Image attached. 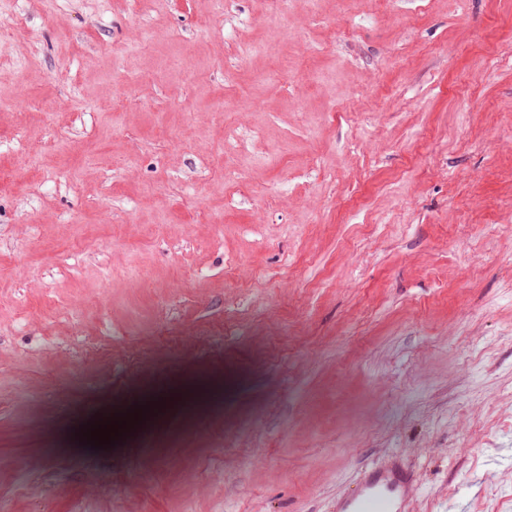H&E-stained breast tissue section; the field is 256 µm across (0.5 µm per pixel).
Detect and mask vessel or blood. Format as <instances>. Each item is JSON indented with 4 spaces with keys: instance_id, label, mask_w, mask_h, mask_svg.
Masks as SVG:
<instances>
[{
    "instance_id": "obj_1",
    "label": "vessel or blood",
    "mask_w": 512,
    "mask_h": 512,
    "mask_svg": "<svg viewBox=\"0 0 512 512\" xmlns=\"http://www.w3.org/2000/svg\"><path fill=\"white\" fill-rule=\"evenodd\" d=\"M413 484L411 471L400 463L367 470L357 491L341 499L339 512H408Z\"/></svg>"
}]
</instances>
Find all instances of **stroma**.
I'll return each instance as SVG.
<instances>
[{
  "label": "stroma",
  "instance_id": "stroma-1",
  "mask_svg": "<svg viewBox=\"0 0 512 512\" xmlns=\"http://www.w3.org/2000/svg\"><path fill=\"white\" fill-rule=\"evenodd\" d=\"M1 170L13 512H512V0H0ZM413 484V474L401 463L367 470L358 490L340 500L339 512H408Z\"/></svg>",
  "mask_w": 512,
  "mask_h": 512
}]
</instances>
